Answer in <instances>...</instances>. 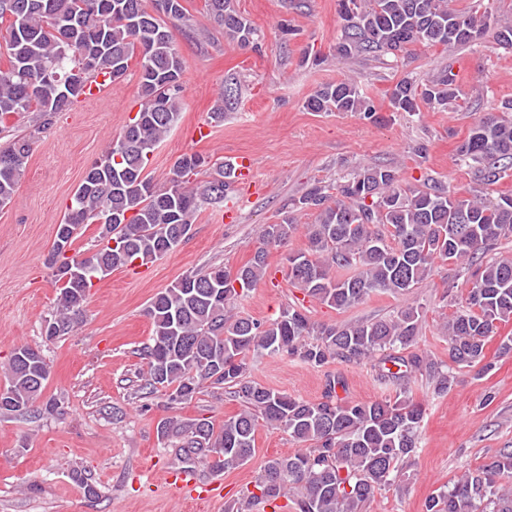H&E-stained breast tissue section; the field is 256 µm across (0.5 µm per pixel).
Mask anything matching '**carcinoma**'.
Wrapping results in <instances>:
<instances>
[{
	"mask_svg": "<svg viewBox=\"0 0 512 512\" xmlns=\"http://www.w3.org/2000/svg\"><path fill=\"white\" fill-rule=\"evenodd\" d=\"M208 15L224 35L246 47L255 44L256 28L235 8L234 0H205ZM344 21L336 56L383 52L399 58L409 47L454 49L493 33L512 48V25L495 26L481 0L465 11L450 0H337ZM188 21L184 0H0V132L12 118H25L33 131L12 135L0 146V206L13 198L35 133L51 124L103 75L114 80L139 66L140 106L123 131L88 168L66 205L55 238L73 246L81 228L99 225L98 244L88 256L61 253L57 261L77 273L59 288L50 320L55 337L83 322L93 280L139 259L154 262L174 251L191 230L205 204L224 201L229 185L224 162L213 164L211 179L195 184L205 160L185 154L163 185L145 172L149 156L179 124L185 61L170 27ZM93 65H85V55ZM59 81L46 80L48 73ZM465 93L458 74L448 69L419 83L400 79L390 92L397 112L446 111ZM310 112H358L375 123L378 109L359 86L342 80L320 86L306 101ZM459 162L477 168L478 181L492 186L512 176V100L480 115L458 146ZM291 211L312 212L305 225L306 247L288 255L298 273L289 282L336 310L355 306L373 293L406 294L431 275L436 261L461 268L472 287L444 323L449 358L482 375L488 338L512 319V258L484 260L501 238L512 237V194L494 199L471 189L460 193L433 187L404 188L395 169L367 166L336 183L317 182L290 200ZM298 231L285 215L267 225L261 246L236 271L218 265L191 272L158 292L147 307L152 323L146 346L148 370L140 391L165 390L170 403L191 402L204 384L222 385L239 401L238 413L215 426L209 417L168 418L157 426L158 438L184 469L202 466L226 472L251 461L261 427L279 429L303 447L288 456L264 459L245 501L231 499L224 512L242 507L272 508L291 498L294 512H365L380 490L395 485L399 463L416 453L425 408L399 393L372 402L344 400L330 378L322 400L311 402L276 392L254 381L249 355L286 356L322 367L332 360L357 362L380 356L398 367L385 377L399 384L413 373L426 376L437 395L448 392V366L428 355L397 354L419 338L423 312L406 306L389 318L343 324H319L306 311L284 308L271 321L237 312V301L265 277L269 248L286 245ZM355 269L336 277L339 269ZM42 351L17 346L8 364L9 385L0 396V415L45 412L61 401L42 400L46 379ZM512 450L503 448L446 489L431 495L425 512H512Z\"/></svg>",
	"mask_w": 512,
	"mask_h": 512,
	"instance_id": "carcinoma-1",
	"label": "carcinoma"
}]
</instances>
